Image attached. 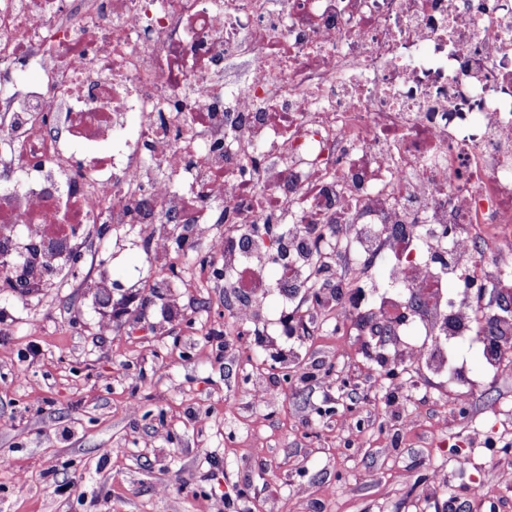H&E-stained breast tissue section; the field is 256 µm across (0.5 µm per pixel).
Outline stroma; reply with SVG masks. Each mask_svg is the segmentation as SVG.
<instances>
[{
    "label": "stroma",
    "instance_id": "35a3bbf8",
    "mask_svg": "<svg viewBox=\"0 0 512 512\" xmlns=\"http://www.w3.org/2000/svg\"><path fill=\"white\" fill-rule=\"evenodd\" d=\"M103 250L137 284L107 334L71 278L0 288V512H512V367L482 347H451L480 384L463 420L426 371L385 378L364 318L306 301L271 346L241 292L184 288L172 312L143 242Z\"/></svg>",
    "mask_w": 512,
    "mask_h": 512
}]
</instances>
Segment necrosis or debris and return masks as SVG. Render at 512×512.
I'll return each mask as SVG.
<instances>
[{
  "instance_id": "obj_1",
  "label": "necrosis or debris",
  "mask_w": 512,
  "mask_h": 512,
  "mask_svg": "<svg viewBox=\"0 0 512 512\" xmlns=\"http://www.w3.org/2000/svg\"><path fill=\"white\" fill-rule=\"evenodd\" d=\"M0 180V255L36 246L35 289L78 254L79 287L111 293L107 224L164 271L221 242L228 281L342 255L331 313L396 253L372 319L396 361L450 374L512 264V0H0ZM433 267L452 294L427 297Z\"/></svg>"
}]
</instances>
